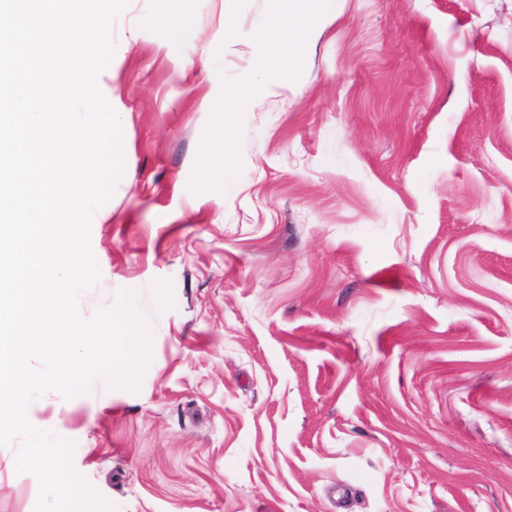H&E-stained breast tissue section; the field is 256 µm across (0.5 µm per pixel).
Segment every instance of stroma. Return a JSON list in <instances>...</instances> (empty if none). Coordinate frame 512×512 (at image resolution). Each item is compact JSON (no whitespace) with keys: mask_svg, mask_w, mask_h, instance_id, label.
Instances as JSON below:
<instances>
[{"mask_svg":"<svg viewBox=\"0 0 512 512\" xmlns=\"http://www.w3.org/2000/svg\"><path fill=\"white\" fill-rule=\"evenodd\" d=\"M266 8L114 22L124 170L80 310L135 291L151 359L28 418L115 512H512V0H344L293 71L255 56ZM20 447L0 512H34ZM260 99L257 88L252 84L240 86L230 93H224V125L228 124L237 111L248 106H255Z\"/></svg>","mask_w":512,"mask_h":512,"instance_id":"obj_1","label":"stroma"}]
</instances>
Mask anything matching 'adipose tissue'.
<instances>
[{
    "label": "adipose tissue",
    "mask_w": 512,
    "mask_h": 512,
    "mask_svg": "<svg viewBox=\"0 0 512 512\" xmlns=\"http://www.w3.org/2000/svg\"><path fill=\"white\" fill-rule=\"evenodd\" d=\"M342 0H268L269 6L261 20L255 44L261 60L286 57L296 60L300 48L315 40L322 23L334 20Z\"/></svg>",
    "instance_id": "obj_1"
}]
</instances>
